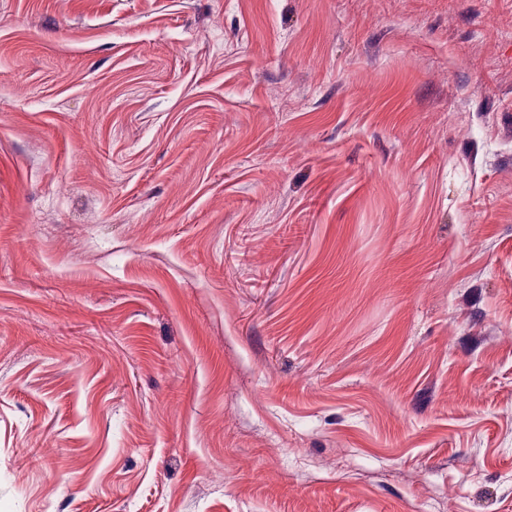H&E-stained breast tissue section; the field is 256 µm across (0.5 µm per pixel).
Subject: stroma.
I'll return each mask as SVG.
<instances>
[{"label": "stroma", "instance_id": "1", "mask_svg": "<svg viewBox=\"0 0 512 512\" xmlns=\"http://www.w3.org/2000/svg\"><path fill=\"white\" fill-rule=\"evenodd\" d=\"M0 512H512V0H0Z\"/></svg>", "mask_w": 512, "mask_h": 512}]
</instances>
